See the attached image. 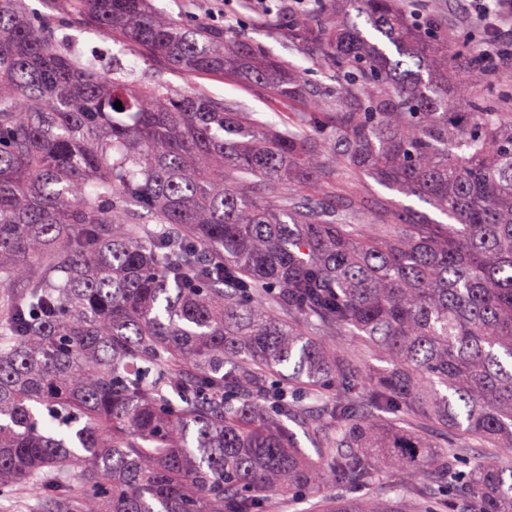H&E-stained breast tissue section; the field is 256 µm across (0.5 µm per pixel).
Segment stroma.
<instances>
[{"label": "stroma", "mask_w": 512, "mask_h": 512, "mask_svg": "<svg viewBox=\"0 0 512 512\" xmlns=\"http://www.w3.org/2000/svg\"><path fill=\"white\" fill-rule=\"evenodd\" d=\"M154 3L166 18L187 23L204 18L218 27H233L243 38L262 44L272 54L289 61L311 86L316 87L326 81L322 68L310 59L303 43L289 29L287 22L277 20L269 0H154ZM403 5L409 13H430L441 24L447 25L448 40L452 45L493 57L494 68L487 83L493 94L499 97L501 110H512V57L503 54L501 47H487L478 18L465 14L459 0H403ZM122 61L126 68L135 70L146 79L167 82L187 90H201L237 103L243 111L283 130L303 128L312 133L319 122L318 114L310 112L306 103L283 100L268 86L238 75L186 77L163 66L145 63L133 54L124 55ZM324 182L328 194L337 198H347L352 192L359 195L367 204L366 221L370 224L377 223L381 214L402 207L424 212L442 224L447 221L446 216L428 202L383 187L367 176L348 179L342 172L329 167L325 170ZM436 485L434 476L425 470L406 473L383 457L378 463L377 482L367 494L377 499H388L401 493L413 499Z\"/></svg>", "instance_id": "35a3bbf8"}]
</instances>
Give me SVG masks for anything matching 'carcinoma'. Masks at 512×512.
Returning a JSON list of instances; mask_svg holds the SVG:
<instances>
[{"mask_svg":"<svg viewBox=\"0 0 512 512\" xmlns=\"http://www.w3.org/2000/svg\"><path fill=\"white\" fill-rule=\"evenodd\" d=\"M310 2L291 24L330 83L309 96L231 27L151 0L68 7L149 63L308 96L313 138L85 59L0 0V489L36 482L40 512H265L298 490L314 512H406L324 495L372 485L384 455L443 476L477 444L512 449V112L472 92L487 61L433 16ZM328 158L453 223H364L356 197H320ZM328 336L388 366L363 381ZM290 421L332 452L308 457ZM455 495L512 512V460L469 459ZM446 505L438 489L415 512Z\"/></svg>","mask_w":512,"mask_h":512,"instance_id":"carcinoma-1","label":"carcinoma"}]
</instances>
